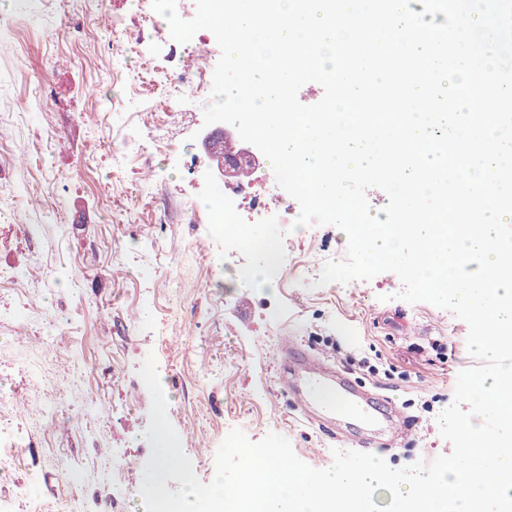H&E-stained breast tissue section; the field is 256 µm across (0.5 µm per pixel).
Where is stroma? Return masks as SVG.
Instances as JSON below:
<instances>
[{
  "mask_svg": "<svg viewBox=\"0 0 512 512\" xmlns=\"http://www.w3.org/2000/svg\"><path fill=\"white\" fill-rule=\"evenodd\" d=\"M137 5L95 0L68 17L40 0L31 17L16 12L15 0H0V270L29 284L32 323H0V386L17 395L16 412L0 418L21 417L31 439L0 471V497L15 499L16 512H145L152 399L138 370L150 355L164 368L167 416L202 482L211 481L215 453L234 428L253 441L284 435L300 460L330 467L333 449L351 444L323 435L281 394L275 362L285 335L413 417L403 444L378 452L389 466L450 454L438 414L452 403L459 372L476 364L462 320L401 300L392 272L318 286L325 262L347 252L332 225L292 230L239 210V224L283 251L270 289L236 288L263 262L246 247L223 250V267L209 263L218 243L198 218L210 209L207 183L164 149L141 152L146 131L136 107L150 97L144 58L112 55L137 32L143 42L166 43L154 64H179L181 43L162 25L141 30ZM100 11L119 15L120 27L98 28ZM122 138L123 165L111 153ZM146 164L158 177L145 194ZM32 222L38 232L29 240L19 227ZM245 294L252 303L243 316ZM361 358L375 373L355 367ZM63 455L85 465L123 456V481L76 479L61 469Z\"/></svg>",
  "mask_w": 512,
  "mask_h": 512,
  "instance_id": "stroma-1",
  "label": "stroma"
}]
</instances>
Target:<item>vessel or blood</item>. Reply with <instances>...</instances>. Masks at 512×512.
I'll use <instances>...</instances> for the list:
<instances>
[{
    "mask_svg": "<svg viewBox=\"0 0 512 512\" xmlns=\"http://www.w3.org/2000/svg\"><path fill=\"white\" fill-rule=\"evenodd\" d=\"M278 385L296 398L299 410L326 429L339 421L361 425L363 451L390 446L407 436L412 422L393 403L379 404L347 373L328 367L320 358L302 353L294 339L282 340Z\"/></svg>",
    "mask_w": 512,
    "mask_h": 512,
    "instance_id": "1",
    "label": "vessel or blood"
}]
</instances>
